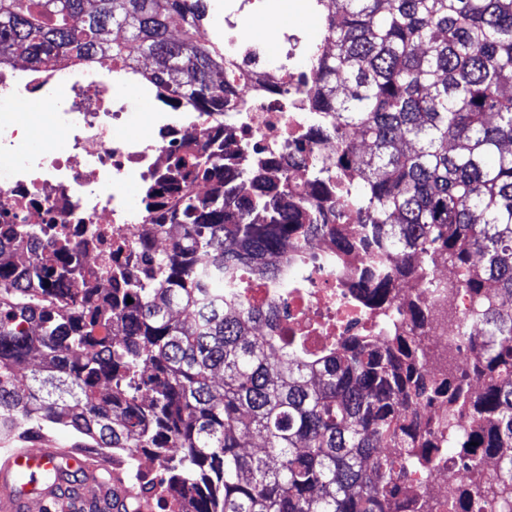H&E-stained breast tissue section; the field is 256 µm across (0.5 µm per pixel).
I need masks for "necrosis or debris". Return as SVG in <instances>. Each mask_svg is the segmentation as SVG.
I'll use <instances>...</instances> for the list:
<instances>
[{
  "instance_id": "necrosis-or-debris-1",
  "label": "necrosis or debris",
  "mask_w": 512,
  "mask_h": 512,
  "mask_svg": "<svg viewBox=\"0 0 512 512\" xmlns=\"http://www.w3.org/2000/svg\"><path fill=\"white\" fill-rule=\"evenodd\" d=\"M277 2L208 0L200 31L207 38H222L224 58L232 65L224 76L233 85L232 110L220 120L189 111L176 93L160 96L144 83L136 95L114 93L113 83L122 79L126 68L103 54L84 64L57 60L32 67L9 50L0 51V224L43 228L42 235L26 238L15 254L17 273L26 271L55 234L85 227L92 234L82 251L84 277L105 283L113 257L134 256L149 232L150 218L140 198L128 195V186L155 183L190 142L223 148L238 164L287 165L293 193L308 194L305 172L288 164L289 145L303 142L323 156L336 149L334 141L313 134L311 59L301 53L300 38L291 31H277L270 40L237 35L252 19L271 18ZM34 100L44 108L36 130L15 119ZM136 107L148 111V133L132 135L126 130ZM36 131L45 137L46 147L35 154L26 151L24 143ZM366 265L364 252H350L345 276ZM345 276L323 270L303 287L285 292L257 288L253 294L271 307L287 309L288 330L328 339L376 318L355 300ZM432 280L430 288L400 283L393 304L404 332L411 329L408 302L424 305L426 369L444 378L470 358L467 347H449V330L463 324L474 332L478 324L469 293L454 286L445 268L435 270ZM439 454L437 464L407 473L402 480V499L416 502L418 512H448L449 500L473 477L463 460L449 458L447 449Z\"/></svg>"
}]
</instances>
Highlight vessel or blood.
I'll return each mask as SVG.
<instances>
[{
	"instance_id": "1",
	"label": "vessel or blood",
	"mask_w": 512,
	"mask_h": 512,
	"mask_svg": "<svg viewBox=\"0 0 512 512\" xmlns=\"http://www.w3.org/2000/svg\"><path fill=\"white\" fill-rule=\"evenodd\" d=\"M56 467L53 482H44L43 471ZM101 463L88 455L57 447L49 441L38 449L17 448L0 456V512H29L40 503L44 512H126L134 491L115 489L101 477Z\"/></svg>"
}]
</instances>
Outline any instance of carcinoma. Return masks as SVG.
<instances>
[{
  "label": "carcinoma",
  "mask_w": 512,
  "mask_h": 512,
  "mask_svg": "<svg viewBox=\"0 0 512 512\" xmlns=\"http://www.w3.org/2000/svg\"><path fill=\"white\" fill-rule=\"evenodd\" d=\"M320 2L331 48L313 60L311 101L336 153L296 149L307 196L277 167L231 169L224 151L189 147L146 189L140 263L115 266L111 287L63 283L61 260L82 277L65 234L19 286L0 250V418L129 462L142 449L186 512H399L402 476L435 448L476 473L495 459V486L512 489V0ZM86 4L0 0V48L127 61L134 44L155 62L148 81L202 111L230 103L224 52L196 37L206 0ZM200 182L203 198L187 191ZM318 237L336 254L316 257ZM355 248L368 264L354 287L373 308L448 267L480 325L448 337L470 342L467 365L434 380L421 337L397 329L313 347L245 299L257 283L297 288L326 261L340 270ZM470 376L480 393L458 384Z\"/></svg>",
  "instance_id": "carcinoma-1"
}]
</instances>
